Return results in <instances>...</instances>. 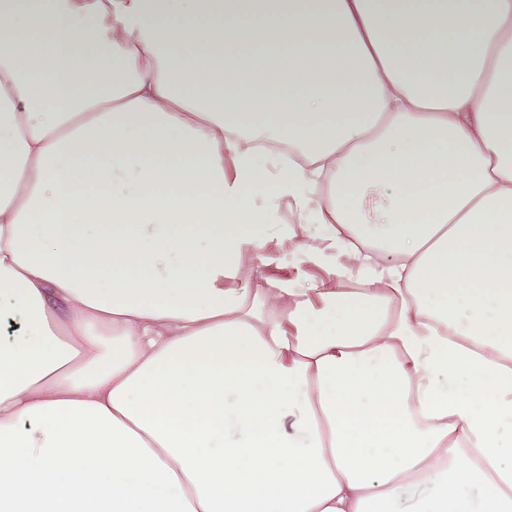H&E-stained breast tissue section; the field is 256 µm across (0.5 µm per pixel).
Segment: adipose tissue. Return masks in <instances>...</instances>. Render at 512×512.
<instances>
[{
    "mask_svg": "<svg viewBox=\"0 0 512 512\" xmlns=\"http://www.w3.org/2000/svg\"><path fill=\"white\" fill-rule=\"evenodd\" d=\"M1 297L0 512H512V0H0ZM277 259L278 257L267 262L256 260L252 267L246 268L240 273V278L246 279L253 276L255 272L262 273L273 280L285 279L288 277V273L292 275L294 271L283 267V264Z\"/></svg>",
    "mask_w": 512,
    "mask_h": 512,
    "instance_id": "adipose-tissue-1",
    "label": "adipose tissue"
}]
</instances>
